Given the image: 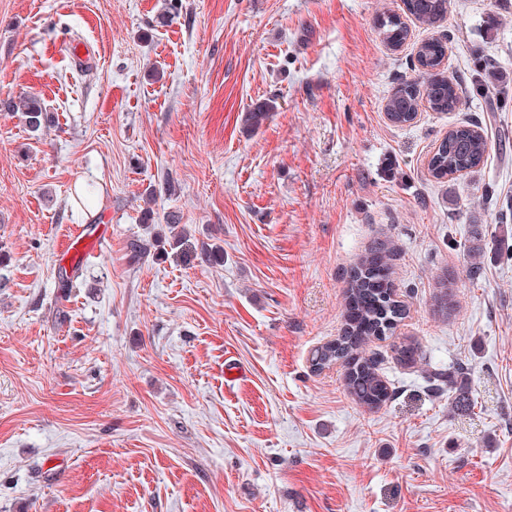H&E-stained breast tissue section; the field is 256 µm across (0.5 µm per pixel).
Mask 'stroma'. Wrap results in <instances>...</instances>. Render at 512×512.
I'll return each mask as SVG.
<instances>
[{
	"instance_id": "1",
	"label": "stroma",
	"mask_w": 512,
	"mask_h": 512,
	"mask_svg": "<svg viewBox=\"0 0 512 512\" xmlns=\"http://www.w3.org/2000/svg\"><path fill=\"white\" fill-rule=\"evenodd\" d=\"M179 2L163 21L165 0H0V102L52 118L33 133L0 111V512H512V0H449L395 51L375 18L402 0ZM431 37L463 105L393 125L384 103ZM463 121L491 156L437 181L430 152ZM148 209L187 240L134 263ZM92 212L110 241L63 287ZM385 239L422 360L373 343L392 397L370 411L311 353ZM461 366L467 412L428 380ZM19 103L22 106L21 108L13 101L1 102V108L4 107L11 112H18L21 109L23 122L31 132H38L42 128H46L51 122L42 102L37 97L24 96Z\"/></svg>"
}]
</instances>
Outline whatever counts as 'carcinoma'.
<instances>
[{"mask_svg":"<svg viewBox=\"0 0 512 512\" xmlns=\"http://www.w3.org/2000/svg\"><path fill=\"white\" fill-rule=\"evenodd\" d=\"M407 14L426 27H436L446 20L448 0H403ZM378 29L385 43L393 50L402 47L409 29L400 15L390 11L377 18ZM449 47L440 39L423 41L415 53L414 75L401 81L386 99L384 111L395 126L411 123L418 112L420 96H425L433 112H455L461 104L462 86L459 79L446 75L444 61ZM11 112L21 111L26 127L38 132L47 127L50 118L42 102L35 96H25L20 103L0 104ZM274 103L264 102L246 113L245 122L258 126ZM489 144L484 134L474 126L462 122L448 130L433 148L428 160L430 175L438 180L456 178L458 173L471 174L480 170L488 157ZM394 245L381 242L361 257L349 274L345 291L342 334L335 340L317 347L311 356L312 366L320 371L334 364L344 369V386L352 399L370 410L378 409L389 401L390 387L379 373L376 361L366 355V348L374 340L394 337L407 309L398 300L393 279L391 257ZM397 359L405 365L416 363V343L404 339L393 345ZM433 382L456 390V409L471 407L468 392L453 374L436 373Z\"/></svg>","mask_w":512,"mask_h":512,"instance_id":"carcinoma-1","label":"carcinoma"}]
</instances>
